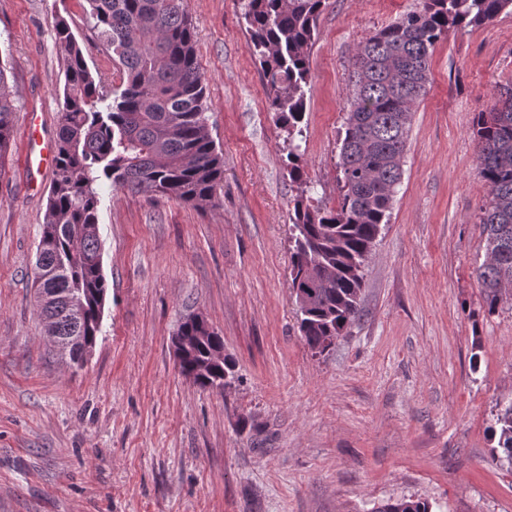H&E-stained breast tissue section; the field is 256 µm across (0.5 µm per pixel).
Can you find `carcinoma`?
I'll use <instances>...</instances> for the list:
<instances>
[{"mask_svg": "<svg viewBox=\"0 0 512 512\" xmlns=\"http://www.w3.org/2000/svg\"><path fill=\"white\" fill-rule=\"evenodd\" d=\"M103 41L118 58L119 91L101 90L67 21L53 28L67 56L55 158L56 176L37 248L34 285L45 336L82 366L101 332L107 297L98 227L99 187L214 204L223 154L207 128L206 78L195 54L185 0H87ZM326 0H247L250 50L259 63L269 111L287 133L288 177L299 194L289 212L294 243L291 289L301 336L321 353L359 318L366 259L389 222L413 108L425 95L431 55L451 30L480 27L512 0H418V7L365 37L352 58L350 109L339 138V198L323 207L307 196L296 137L303 134L304 87ZM14 102L0 65V158L12 134ZM474 136L480 175L490 191L480 208L485 259L477 269L484 302L512 301V93L478 114ZM191 341L182 375L222 390L235 362H211L224 348L196 316L180 325ZM500 464L512 471V399L500 409ZM374 512H432L426 500L401 498Z\"/></svg>", "mask_w": 512, "mask_h": 512, "instance_id": "1", "label": "carcinoma"}]
</instances>
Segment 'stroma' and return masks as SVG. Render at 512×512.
Returning <instances> with one entry per match:
<instances>
[{
    "label": "stroma",
    "mask_w": 512,
    "mask_h": 512,
    "mask_svg": "<svg viewBox=\"0 0 512 512\" xmlns=\"http://www.w3.org/2000/svg\"><path fill=\"white\" fill-rule=\"evenodd\" d=\"M417 0H327L310 54L300 152L335 206L351 59ZM224 157L215 205L103 190L109 290L82 369L44 338L34 295L54 168L24 171L29 126L56 139L63 16L110 93L120 85L86 0H0V60L16 112L0 161V512H512L492 428L512 398V303L488 311L477 269L489 189L473 125L512 88V14L448 33L415 106L391 220L365 266L361 314L327 351L300 336L289 288L297 193L266 109L244 0H186ZM203 315L236 379L203 390L171 338ZM373 512H432L428 501L401 498L381 503Z\"/></svg>",
    "instance_id": "1"
}]
</instances>
